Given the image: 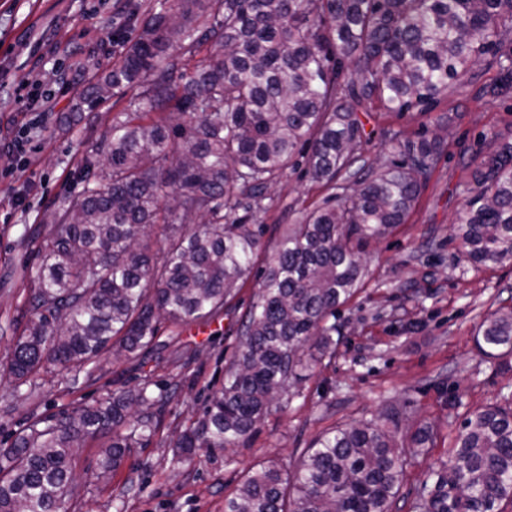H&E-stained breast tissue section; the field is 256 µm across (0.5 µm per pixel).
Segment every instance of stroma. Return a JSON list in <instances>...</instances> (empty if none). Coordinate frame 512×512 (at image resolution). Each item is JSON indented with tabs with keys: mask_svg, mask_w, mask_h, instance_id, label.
Returning a JSON list of instances; mask_svg holds the SVG:
<instances>
[{
	"mask_svg": "<svg viewBox=\"0 0 512 512\" xmlns=\"http://www.w3.org/2000/svg\"><path fill=\"white\" fill-rule=\"evenodd\" d=\"M158 0H0V362L30 317L25 282L41 263L34 239L66 195L82 188L80 166L93 155L102 130L128 103L113 97L88 110L65 85L81 76L92 87L136 38ZM465 85L449 88L429 111L404 114L378 107L360 110L362 157L396 158V138L417 139L441 129L444 152L404 224L364 254L365 284L336 311L341 330L331 362L304 370L300 397L272 408L244 443L223 451H198L177 462L173 442L224 380L236 352L237 320L254 301L256 281L237 290L230 310L208 324L161 323L159 345L188 347L199 356L187 365L154 356L113 361L104 356L79 379L48 366L35 391L0 384V444H8L34 419L94 404L103 395L142 379L172 384L170 398L145 447L134 449L107 482L94 479L101 443L86 441L72 467L83 496L68 512H224L249 470L276 458L287 469L316 439L337 427L376 419L409 439L416 427L434 439L402 477L399 512H408L426 473L449 467L455 439L468 412L496 403L512 386V370L488 362L475 337L479 326L512 307V264L473 265L455 227L470 171L492 151L494 132L512 127V87H501L497 66L477 62ZM56 92L48 119L28 136L27 154L12 141L25 118L13 91L23 81ZM333 192L303 170L287 172L253 211L251 221L274 228L298 223Z\"/></svg>",
	"mask_w": 512,
	"mask_h": 512,
	"instance_id": "obj_1",
	"label": "stroma"
}]
</instances>
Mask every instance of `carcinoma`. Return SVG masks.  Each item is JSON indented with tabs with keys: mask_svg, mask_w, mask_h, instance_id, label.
<instances>
[{
	"mask_svg": "<svg viewBox=\"0 0 512 512\" xmlns=\"http://www.w3.org/2000/svg\"><path fill=\"white\" fill-rule=\"evenodd\" d=\"M213 23L195 26L197 10ZM206 46L194 64L193 53ZM489 59L512 80V0H160L85 98L89 109L140 92L83 165L39 237L26 284L31 310L0 368L14 388L41 385L45 364L74 374L103 355L157 349V323H210L266 249L261 208L295 157L342 190L278 237L242 314L224 384L178 437L176 459L248 438L271 407L300 396L297 371L336 352V309L360 288L363 253L406 221L443 153L440 137L398 142L399 159L362 160L357 110L407 112L438 101ZM471 172L458 235L476 265L512 263V129ZM205 217L199 229L187 221ZM479 352L512 368V309L484 321ZM144 379L95 404L33 420L0 448V512H60L78 494L73 449L106 439L107 482L153 433L175 389ZM411 446L367 420L326 433L294 472L275 460L224 500V512H393ZM512 506V391L469 413L451 467L430 471L413 512H505Z\"/></svg>",
	"mask_w": 512,
	"mask_h": 512,
	"instance_id": "cac0c4a2",
	"label": "carcinoma"
}]
</instances>
